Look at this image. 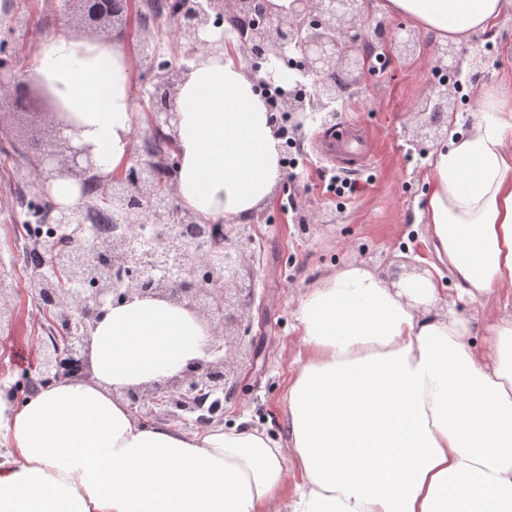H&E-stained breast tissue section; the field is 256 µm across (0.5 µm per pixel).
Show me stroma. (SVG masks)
Segmentation results:
<instances>
[{"mask_svg": "<svg viewBox=\"0 0 512 512\" xmlns=\"http://www.w3.org/2000/svg\"><path fill=\"white\" fill-rule=\"evenodd\" d=\"M16 14L29 17L28 29H10L9 20ZM68 21L73 31L83 32L90 41L122 37L133 69L134 123L136 128L146 127L151 113L148 94L159 69L140 56L144 31L135 25L125 32L110 25L84 28L77 0H72ZM59 28L56 0H0V66L12 69L16 58H23L20 80L34 83L36 46ZM421 39L424 50L391 59L386 77L361 71L344 76L347 89L335 118L347 123L353 139L366 140L371 156L369 166L356 175L355 195L340 196L328 189L331 178L342 175L343 169L325 161L333 147L324 137V124L309 122L300 129L291 122L283 124L284 137L304 146V161L284 169L270 199L247 218L253 242L244 273L255 289V300L238 321L224 328V341L237 367L233 396L224 403L225 427L245 418L271 437L287 440L283 396L299 343L293 311L336 266H366L391 285L430 273L434 249L420 236L418 213L429 173L427 154L436 142L424 138L419 127L430 117L440 66L437 39L427 33ZM459 52L466 58L481 54L485 63L473 77L462 78L459 92L449 93L440 117L445 129L464 130L478 119L476 91L512 88V0H507L487 34L472 35ZM48 138L43 122L14 114L10 98L0 99V267L6 272L0 295L17 312L12 330L0 334V369L13 378L31 366L36 345L62 331L27 295L31 271L21 262L32 246L44 249L50 240L45 237L35 244L15 229L23 220L21 204L42 205L29 172ZM507 307L512 309L509 291L458 303L457 311L470 322L478 350L486 349L489 326ZM246 322L251 323V332H243Z\"/></svg>", "mask_w": 512, "mask_h": 512, "instance_id": "obj_1", "label": "stroma"}]
</instances>
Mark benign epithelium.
Instances as JSON below:
<instances>
[{
	"label": "benign epithelium",
	"mask_w": 512,
	"mask_h": 512,
	"mask_svg": "<svg viewBox=\"0 0 512 512\" xmlns=\"http://www.w3.org/2000/svg\"><path fill=\"white\" fill-rule=\"evenodd\" d=\"M80 10L91 24L117 23L135 15L137 0H128L120 15L112 12L110 0H77ZM251 0H174L170 18L189 51L199 45L209 50L224 49L225 41L208 42L202 35L211 29L212 19L225 12L235 15L248 12ZM365 0H294V9L286 18L273 17L265 27L247 28L240 32L239 46L245 59L256 60L255 72H263L258 83H278L279 62L292 49L300 56L298 67L289 72L288 89L282 90L283 106L293 117L313 118L332 111L340 100L343 86L338 82L341 71H363L371 55H413L419 49V38L412 30L399 29L389 42L372 48L368 54L356 43H346V35L364 19ZM186 65H162L157 75L156 91L160 105L153 112L151 127L142 134L148 141L162 126L169 125L171 109ZM43 82L25 87L13 97L19 111H45L52 117L57 137L40 151V162L31 172L35 184L42 189L46 207L56 212V223L62 227L57 243L49 246L50 261L63 265L71 288H56L34 273L28 292L40 301L42 310L52 314L66 328L67 336H50L36 360L43 388L63 379L87 376L89 362V328L106 304L119 305L135 298L162 297L173 304L192 310L208 326L212 336L204 355L190 361L180 374L128 387L124 397L140 415L164 411L197 425L214 422L222 410V400L234 369V361L224 345L220 329L230 319L227 312L250 305L254 289L241 279L245 250L252 241L245 224L224 228V253L215 257L201 244L188 245L182 240L178 225L167 223L177 214L180 223L193 224L194 218L172 206L173 189H158L155 171L157 158L143 154L136 163L105 179L95 175L96 159L90 147L77 143L64 131L74 128L72 120L58 115L56 94L48 92ZM77 179L81 198L95 194L109 201L117 200L116 216L124 224L123 232L94 243L84 256L58 244L74 239L70 224L78 210L56 204L48 195L51 183ZM154 220V240L144 241L135 231ZM203 387L212 396L208 413L195 415V404L189 392Z\"/></svg>",
	"instance_id": "benign-epithelium-1"
}]
</instances>
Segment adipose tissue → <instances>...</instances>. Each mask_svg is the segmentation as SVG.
Segmentation results:
<instances>
[{
    "instance_id": "adipose-tissue-1",
    "label": "adipose tissue",
    "mask_w": 512,
    "mask_h": 512,
    "mask_svg": "<svg viewBox=\"0 0 512 512\" xmlns=\"http://www.w3.org/2000/svg\"><path fill=\"white\" fill-rule=\"evenodd\" d=\"M503 3L386 9L462 44ZM34 73L77 116L79 139L102 148L100 175L128 167L123 41L42 40ZM172 112L182 209L235 223L270 198L282 140L237 40L197 56ZM479 112L430 154L421 221L433 275L392 287L346 264L300 299L287 441L249 425L140 423L124 389L178 374L209 331L162 298L108 305L90 331L88 377L22 404L0 389V512H512V312L476 353L439 281L448 274L462 299L512 291V95L482 92Z\"/></svg>"
}]
</instances>
